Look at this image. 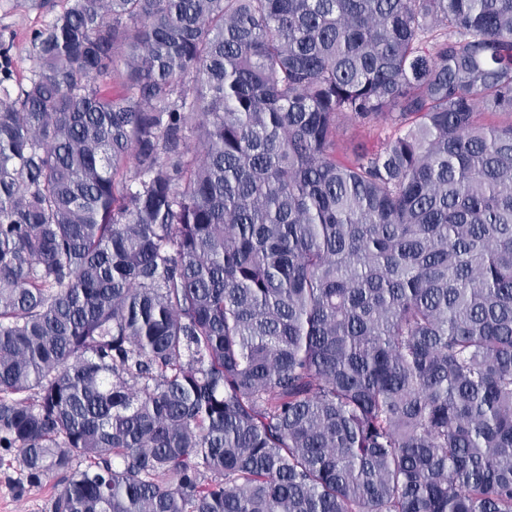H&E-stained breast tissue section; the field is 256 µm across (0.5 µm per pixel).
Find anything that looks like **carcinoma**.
<instances>
[{
  "instance_id": "obj_1",
  "label": "carcinoma",
  "mask_w": 512,
  "mask_h": 512,
  "mask_svg": "<svg viewBox=\"0 0 512 512\" xmlns=\"http://www.w3.org/2000/svg\"><path fill=\"white\" fill-rule=\"evenodd\" d=\"M33 48L16 89L0 51L21 480L512 512V0H72ZM389 134H391V129L383 126L374 127L371 131L349 127L341 136V149L338 154L341 155L344 152L351 154L353 151H361L362 149L375 151Z\"/></svg>"
}]
</instances>
